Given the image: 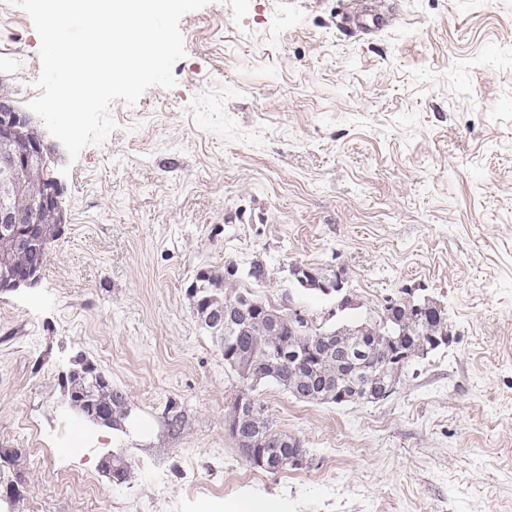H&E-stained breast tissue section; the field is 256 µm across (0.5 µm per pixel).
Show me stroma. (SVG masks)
Returning <instances> with one entry per match:
<instances>
[{
	"mask_svg": "<svg viewBox=\"0 0 512 512\" xmlns=\"http://www.w3.org/2000/svg\"><path fill=\"white\" fill-rule=\"evenodd\" d=\"M343 30L344 0H210L180 22L173 88L114 101L118 128L51 176L67 221L30 288L0 293V512H512V0H390ZM40 38L0 0V87L39 94ZM69 175H61L63 166ZM262 258L254 297L340 326L405 290L448 313L447 345L389 397H256L308 460L268 473L228 432L244 389L190 294ZM340 273L336 295L292 265ZM123 393L117 428L82 418L74 357ZM134 472L115 484L107 463ZM85 475L75 484L57 469Z\"/></svg>",
	"mask_w": 512,
	"mask_h": 512,
	"instance_id": "35a3bbf8",
	"label": "stroma"
}]
</instances>
